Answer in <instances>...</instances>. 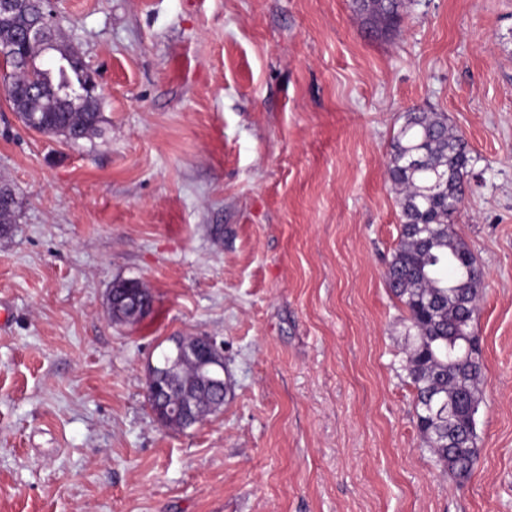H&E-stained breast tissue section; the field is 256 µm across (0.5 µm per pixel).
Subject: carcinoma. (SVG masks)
Returning a JSON list of instances; mask_svg holds the SVG:
<instances>
[{
  "label": "carcinoma",
  "mask_w": 512,
  "mask_h": 512,
  "mask_svg": "<svg viewBox=\"0 0 512 512\" xmlns=\"http://www.w3.org/2000/svg\"><path fill=\"white\" fill-rule=\"evenodd\" d=\"M356 11L370 28L387 31L403 18L406 0H354ZM38 21L37 11H0V52L15 35ZM46 49L28 48L15 57L4 52L11 72L3 83L13 108L35 110L46 126H65L74 139L88 138L103 121L96 100L71 87L82 83L75 67L48 77L43 94L28 98L29 74ZM469 156L464 138L448 127L442 112L414 107L393 138L388 178L401 204L400 241L387 268V282L401 302L413 342L404 370L416 390L417 426L435 461L457 482L466 481L477 459L476 415L482 401L480 349L468 346L462 334L474 333L482 279L473 274L475 260L454 236L451 226L466 193ZM18 201L12 189L0 185V235L16 223ZM177 385L193 392L201 408L218 401L221 391L184 367Z\"/></svg>",
  "instance_id": "obj_1"
}]
</instances>
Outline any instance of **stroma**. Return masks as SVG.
Listing matches in <instances>:
<instances>
[{"mask_svg":"<svg viewBox=\"0 0 512 512\" xmlns=\"http://www.w3.org/2000/svg\"><path fill=\"white\" fill-rule=\"evenodd\" d=\"M100 135L23 126L0 91V512H512V0H53ZM442 112L472 157L453 230L483 273L478 459L422 442L386 279L390 142ZM134 278L151 312L114 324ZM224 345L223 409L146 401L179 336ZM356 11L370 28L388 31L403 18L406 0H354ZM18 201L12 189L7 185H0V235H7L12 224L16 223Z\"/></svg>","mask_w":512,"mask_h":512,"instance_id":"35a3bbf8","label":"stroma"}]
</instances>
